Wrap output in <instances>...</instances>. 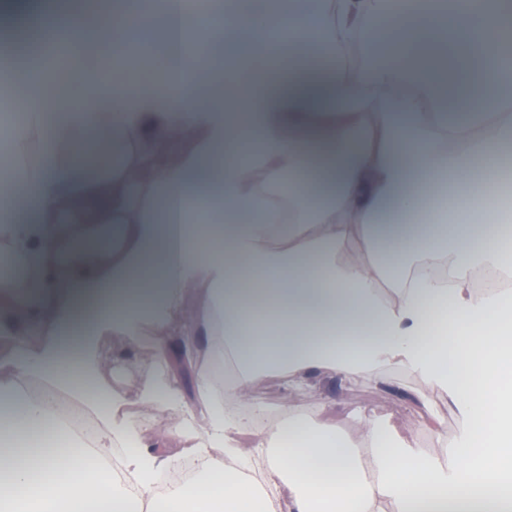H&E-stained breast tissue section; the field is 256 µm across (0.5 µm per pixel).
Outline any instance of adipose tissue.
Returning <instances> with one entry per match:
<instances>
[{
  "instance_id": "1",
  "label": "adipose tissue",
  "mask_w": 512,
  "mask_h": 512,
  "mask_svg": "<svg viewBox=\"0 0 512 512\" xmlns=\"http://www.w3.org/2000/svg\"><path fill=\"white\" fill-rule=\"evenodd\" d=\"M374 25H366L368 15ZM167 32L174 60L163 80L130 91L95 73L57 107L23 86L25 118L7 134L13 165L0 180V253L20 275L0 280V438L69 434V418L29 394L26 381L64 389L99 424L92 445L48 450L36 470L22 445L0 448V512H66L102 495L113 447L138 490L120 484L121 512H486L476 484L512 471V290L475 291L473 269L512 273V247L495 233V207L473 199L475 182L494 188L512 152V0H323L318 12L268 11L262 30L250 13L228 10L202 25L175 0H154L146 16L128 5L95 15L42 12L45 31L106 41L125 25ZM367 33L381 52L370 67L346 66L341 48ZM196 34L210 59L182 46ZM261 62L266 80L218 95L224 52ZM183 141L177 161L161 162ZM41 158L30 177V149ZM104 148L111 172L86 162ZM453 187L458 213L486 214L475 226L440 234L419 194ZM81 227L65 233L63 220ZM119 233L102 241L92 227ZM419 237L397 264L376 243ZM442 266L445 278L428 273ZM112 284V309L80 338L79 380L62 371L58 338L43 327L74 324L98 285ZM37 322L13 335L10 322ZM148 338H141V330ZM148 341L151 371L134 398L100 381L103 337ZM207 347L210 365L191 384L169 371ZM234 363L223 384L214 365ZM426 379L424 424L441 436L434 399L447 397L465 427L453 466L418 463L411 439H396L365 416L356 437L299 407L278 405L282 423L236 421L242 394L259 378L304 384L322 376L381 383L385 367ZM172 415L163 428L155 417ZM493 432H485L486 423ZM370 449L361 458L358 447ZM259 455L270 497L247 494V459ZM206 464L214 497L156 484L177 461Z\"/></svg>"
}]
</instances>
